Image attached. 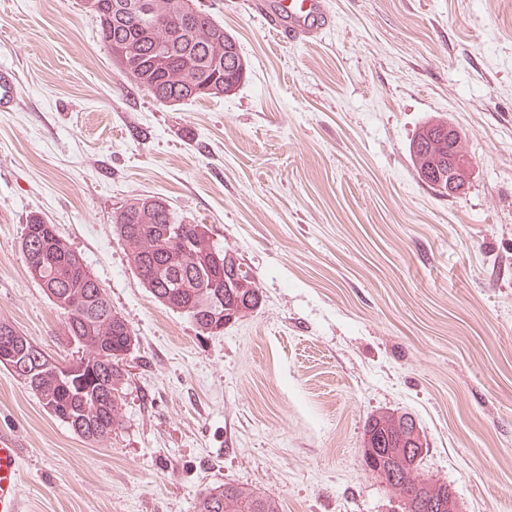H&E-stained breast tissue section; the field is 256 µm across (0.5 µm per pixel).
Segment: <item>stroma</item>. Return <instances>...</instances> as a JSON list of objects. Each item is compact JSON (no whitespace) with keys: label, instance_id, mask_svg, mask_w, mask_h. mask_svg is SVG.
<instances>
[{"label":"stroma","instance_id":"35a3bbf8","mask_svg":"<svg viewBox=\"0 0 512 512\" xmlns=\"http://www.w3.org/2000/svg\"><path fill=\"white\" fill-rule=\"evenodd\" d=\"M236 39L245 80L156 102L79 0H0V319L48 355L78 347L21 251L31 213L80 253L137 343L123 425L89 444L0 367L21 443L20 512H195L227 482L281 512H400L365 468L364 425L405 412L419 472L460 512H512V0H326L280 38L277 0H195ZM461 133L462 194L419 179L427 122ZM164 198L235 251L262 292L202 337L155 301L112 230Z\"/></svg>","mask_w":512,"mask_h":512}]
</instances>
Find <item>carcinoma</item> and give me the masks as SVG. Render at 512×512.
I'll return each mask as SVG.
<instances>
[{"instance_id": "obj_1", "label": "carcinoma", "mask_w": 512, "mask_h": 512, "mask_svg": "<svg viewBox=\"0 0 512 512\" xmlns=\"http://www.w3.org/2000/svg\"><path fill=\"white\" fill-rule=\"evenodd\" d=\"M121 0H79L81 11L98 27L113 61L143 92L164 102L218 98L236 90L246 78L248 64L235 38L211 14L196 9L180 13L175 0H145L150 14H129ZM198 78L214 80L211 92L192 94L187 62ZM448 122L427 123L410 145L419 178L434 190L448 174ZM462 154L461 146L452 148ZM44 223L34 214L25 226L21 251L25 264L39 266V285L64 317L67 335L82 348L65 375L48 363L32 374L11 373L46 409L67 412L61 421L83 441L99 443L122 423L127 356L137 336L129 321L114 307L94 274L76 251L59 252L46 237L32 231ZM113 231L127 249L131 268L150 295L169 310L185 316L202 336L212 335L215 322L242 317L261 305L262 295L237 253L218 245L206 224H184L156 196H143L138 205H123L113 217ZM8 344L24 364L38 349L15 326L0 320V345ZM415 419L407 413L384 412L367 419L363 447H414L410 443ZM390 470L397 476L402 512H448V485L437 496L416 494L419 467L405 462ZM195 512H280L279 503L236 482H226L200 497Z\"/></svg>"}]
</instances>
